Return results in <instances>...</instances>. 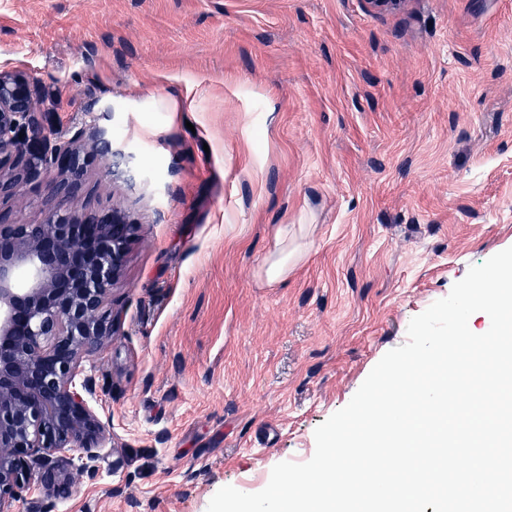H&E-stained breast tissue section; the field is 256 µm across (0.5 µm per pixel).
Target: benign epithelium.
<instances>
[{
    "label": "benign epithelium",
    "instance_id": "benign-epithelium-1",
    "mask_svg": "<svg viewBox=\"0 0 512 512\" xmlns=\"http://www.w3.org/2000/svg\"><path fill=\"white\" fill-rule=\"evenodd\" d=\"M35 81L25 69L0 71V202L49 170L59 174L45 220L0 221V512H17L32 488L65 497L72 479L61 462L77 450L91 475L112 441L85 363L112 342L107 304L139 229L116 208L72 205L91 159L118 168L134 155L96 126L50 137Z\"/></svg>",
    "mask_w": 512,
    "mask_h": 512
}]
</instances>
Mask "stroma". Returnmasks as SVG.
Instances as JSON below:
<instances>
[{
  "mask_svg": "<svg viewBox=\"0 0 512 512\" xmlns=\"http://www.w3.org/2000/svg\"><path fill=\"white\" fill-rule=\"evenodd\" d=\"M90 121L78 207L139 226L87 362L112 443L55 512H207L315 451L410 320L512 247V0H0V69ZM55 173L0 220L43 218ZM281 224L315 230L267 283Z\"/></svg>",
  "mask_w": 512,
  "mask_h": 512,
  "instance_id": "35a3bbf8",
  "label": "stroma"
}]
</instances>
